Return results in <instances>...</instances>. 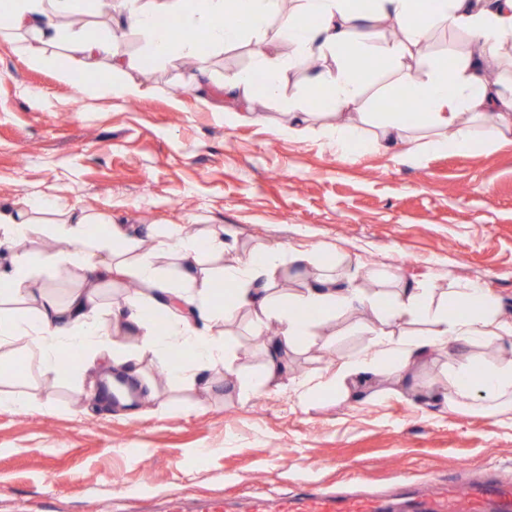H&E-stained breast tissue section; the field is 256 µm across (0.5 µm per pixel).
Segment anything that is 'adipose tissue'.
<instances>
[{"label": "adipose tissue", "mask_w": 512, "mask_h": 512, "mask_svg": "<svg viewBox=\"0 0 512 512\" xmlns=\"http://www.w3.org/2000/svg\"><path fill=\"white\" fill-rule=\"evenodd\" d=\"M295 2V7L287 9L282 0H113V22L144 40L147 55L143 58L128 54L111 37L65 31L60 19L75 14L81 0H0V17L7 20L0 27V37L21 36V48L35 66L46 63V47L64 44L67 64L60 69L64 78L70 74V63L107 62L109 70L97 72L87 94L127 99L141 95L142 90L117 81V73L147 61L174 66L197 54V42L179 37L175 24H191L208 44L223 47L247 33L264 39V25L272 18L277 22L276 39L293 46L298 57L328 55L336 62L335 68L312 76L318 96L299 104L297 122H305L312 106L339 114L363 110L364 64L369 60L387 69L398 68L401 97L423 104V112L412 122L403 113H390L373 142L353 124L330 128L342 155L368 149L375 142L404 143L412 123L430 131L429 147L459 152L471 151L476 144L469 119H486L499 137L512 134V89L488 75L494 60L512 48V0H376L370 16L358 11L354 0ZM373 18L393 22L398 38L390 41L377 29L363 30V23ZM441 27L470 35L473 47L448 59L418 56L419 47ZM410 56L414 64L403 66V59ZM285 68L282 58L257 51L252 69L228 76L223 91L238 101L259 96L267 106H278ZM52 208L43 197L0 207V246L8 248L0 263V304L18 300L33 312L29 318L0 314V348L23 342L44 370L56 369L61 355L71 352L100 357L120 370L126 369L129 359L149 357L175 383L193 381L199 373L220 368L229 372L234 360L224 329L246 318L254 334L271 325L278 329L269 339L263 368L247 382L253 390L284 389L303 404L325 389L348 391L350 384L383 368L396 381H405L414 364L430 352L444 350L448 353L446 382L432 393V400L453 411L478 406L503 416L505 425L512 426V313L491 302L480 284L448 292L431 285L366 293L317 273L303 288L284 293L275 287L277 259L265 247L199 278L191 269L200 253L223 254L227 247L223 237L213 235L202 243L183 234L176 224L159 240L152 228L143 227L134 234L125 225L107 223L105 216L71 210L48 227L42 215ZM48 228L67 242L65 261L87 273L83 286L63 303L33 287L35 260L24 247ZM140 237L152 245L137 252L133 245ZM163 255L179 261V277L161 273L157 260ZM129 273L141 283V290L113 303L112 320L104 322L101 281ZM220 283L226 284L225 293H218ZM158 314L164 317V326H157ZM333 314L354 317L356 327L373 335L372 345L342 361L325 380L292 377L281 382L288 351L305 342L313 327ZM413 322L424 324L425 332L394 334V326ZM120 325L140 339L128 359L112 348L110 329ZM495 340L509 350V357L480 359L476 346ZM186 354L191 363L183 362Z\"/></svg>", "instance_id": "adipose-tissue-1"}]
</instances>
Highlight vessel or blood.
<instances>
[{
  "label": "vessel or blood",
  "mask_w": 512,
  "mask_h": 512,
  "mask_svg": "<svg viewBox=\"0 0 512 512\" xmlns=\"http://www.w3.org/2000/svg\"><path fill=\"white\" fill-rule=\"evenodd\" d=\"M389 495H371L353 489L339 492L318 485L303 493L278 498L250 496L191 499L178 494L167 500L164 512H396ZM415 512H512V481L494 474L469 479L465 490L455 486L422 485L413 502Z\"/></svg>",
  "instance_id": "vessel-or-blood-1"
}]
</instances>
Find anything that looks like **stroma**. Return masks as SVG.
I'll return each instance as SVG.
<instances>
[{
    "label": "stroma",
    "instance_id": "stroma-1",
    "mask_svg": "<svg viewBox=\"0 0 512 512\" xmlns=\"http://www.w3.org/2000/svg\"><path fill=\"white\" fill-rule=\"evenodd\" d=\"M260 48L292 52L271 36L205 45L190 68L127 70L140 97L92 100L88 71L61 79L63 46L48 47V62L36 67L0 39V204L47 193L118 224H182L200 239L223 230L231 249L201 253L199 273L264 245L309 252L369 293L383 288L375 270H393L414 287L480 281L512 308V138L491 142L479 122L474 150L435 152L414 128L411 145L340 157L323 134L334 114L310 116L303 136L288 133L289 103L312 93V70L301 62L284 73L283 106L258 98L252 118L226 116L224 78L249 70ZM31 89L45 93L44 104L30 101ZM364 90L366 111L352 119L370 137L397 76L370 72ZM34 283L64 301L83 274L62 262L39 269ZM226 338L239 356L237 379L217 371L207 387L175 384L146 361L137 380L152 397L133 408L88 399L90 375L76 369L59 375L22 360L0 373V393L38 400L23 411L0 408V512H161L177 492L243 497L260 487L274 498L311 482L345 490L357 475L379 494L428 479L462 485L488 471L512 478L511 427L426 396L445 379V353L402 387L381 372L359 401L325 392L300 405L284 391L244 395L240 381L262 368L266 343L245 322ZM371 343L351 319L330 318L289 352L287 373L317 378Z\"/></svg>",
    "mask_w": 512,
    "mask_h": 512
}]
</instances>
